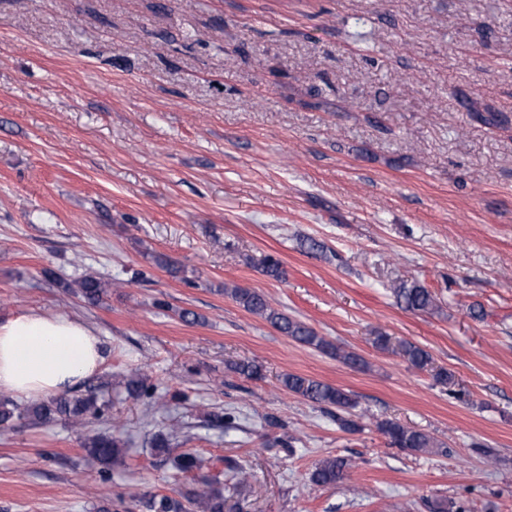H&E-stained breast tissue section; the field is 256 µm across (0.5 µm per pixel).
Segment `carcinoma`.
<instances>
[{
    "label": "carcinoma",
    "mask_w": 512,
    "mask_h": 512,
    "mask_svg": "<svg viewBox=\"0 0 512 512\" xmlns=\"http://www.w3.org/2000/svg\"><path fill=\"white\" fill-rule=\"evenodd\" d=\"M80 293L89 301H97L107 288V284L96 276L86 275L78 281ZM392 292L398 304L412 312L427 313L436 307L433 294L426 288L403 281L394 282ZM229 295L247 311L262 317L273 328L292 340L329 353L352 367L364 365V360L353 351H346L333 345L320 336L305 323L290 318L273 309L265 295L251 288H226ZM395 352L410 367L423 369L431 363L430 354L420 346L400 343ZM283 386L291 393L324 407H333L338 411L350 412L357 407L352 394L342 388L314 379L312 377L286 374L282 378ZM128 396L145 401L153 406L160 403L161 397L156 387L147 383V379L134 374L125 382ZM111 407V400L94 393L85 396L53 397L36 404L21 405L7 395H0V427L7 430L18 423L56 422L61 421L74 428L85 425L87 418H103ZM378 430L384 434L389 445L411 454L448 455L447 445L430 434L396 420L384 419L377 423ZM172 435L159 433L155 435L153 451L157 455L166 456L169 469L177 474L191 473L205 466V460L193 452L175 453L170 447ZM87 462L100 466L101 480L110 479V467L122 462L123 442L112 434H97L84 443ZM247 477L244 469H239L236 481L224 486L228 495L218 491H189L181 494V498L169 495H151L145 502L149 512H188L187 505L194 507V512H226L228 497L234 496L237 487ZM349 479V464L340 457H325L315 463L310 481L317 486L332 487Z\"/></svg>",
    "instance_id": "carcinoma-1"
}]
</instances>
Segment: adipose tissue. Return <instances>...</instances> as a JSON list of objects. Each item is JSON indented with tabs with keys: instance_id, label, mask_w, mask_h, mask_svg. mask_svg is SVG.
Masks as SVG:
<instances>
[{
	"instance_id": "ef3b65f1",
	"label": "adipose tissue",
	"mask_w": 512,
	"mask_h": 512,
	"mask_svg": "<svg viewBox=\"0 0 512 512\" xmlns=\"http://www.w3.org/2000/svg\"><path fill=\"white\" fill-rule=\"evenodd\" d=\"M101 362L100 339L80 319L27 312L0 322V392L33 399L61 393Z\"/></svg>"
}]
</instances>
